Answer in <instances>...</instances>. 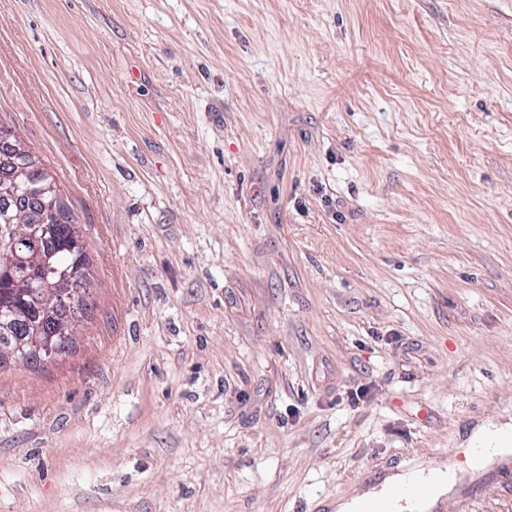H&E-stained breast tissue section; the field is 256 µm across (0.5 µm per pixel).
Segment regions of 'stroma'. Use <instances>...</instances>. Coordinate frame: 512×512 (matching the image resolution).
I'll return each mask as SVG.
<instances>
[{"label": "stroma", "instance_id": "obj_1", "mask_svg": "<svg viewBox=\"0 0 512 512\" xmlns=\"http://www.w3.org/2000/svg\"><path fill=\"white\" fill-rule=\"evenodd\" d=\"M0 122L91 264L0 512H336L512 421V0H0Z\"/></svg>", "mask_w": 512, "mask_h": 512}]
</instances>
